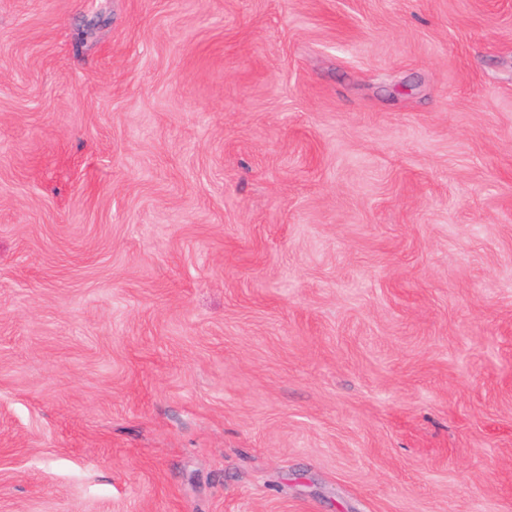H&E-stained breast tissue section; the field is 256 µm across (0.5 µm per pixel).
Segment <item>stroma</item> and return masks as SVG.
<instances>
[{
    "label": "stroma",
    "mask_w": 512,
    "mask_h": 512,
    "mask_svg": "<svg viewBox=\"0 0 512 512\" xmlns=\"http://www.w3.org/2000/svg\"><path fill=\"white\" fill-rule=\"evenodd\" d=\"M0 512H512V0H0Z\"/></svg>",
    "instance_id": "obj_1"
}]
</instances>
